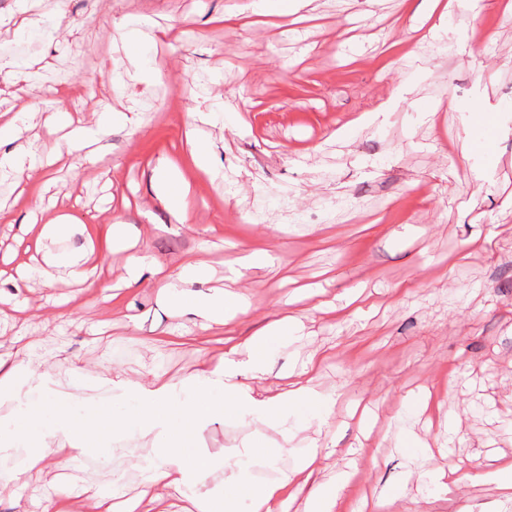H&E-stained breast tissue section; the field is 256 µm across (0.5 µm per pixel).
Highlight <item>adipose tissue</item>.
I'll use <instances>...</instances> for the list:
<instances>
[{
  "label": "adipose tissue",
  "mask_w": 512,
  "mask_h": 512,
  "mask_svg": "<svg viewBox=\"0 0 512 512\" xmlns=\"http://www.w3.org/2000/svg\"><path fill=\"white\" fill-rule=\"evenodd\" d=\"M21 133L16 114L1 112L0 140L8 138L17 141L18 146L14 152L0 155V176H13L16 185L25 187L45 162L20 144ZM108 233L113 248L128 253L123 275L126 285L146 281L150 276L161 278L164 294L178 309L190 311L208 323L221 324L247 312L243 292L225 289L202 295L188 290V283L201 269L196 259L186 258L177 273L168 274L148 249L130 251L123 224H110ZM288 326V319L273 321L253 335L244 355L237 346H227L218 360H203L200 369L185 377L177 388L157 379L143 384L111 369H101L97 379L117 391L120 400L130 407L122 418L108 408H75L69 398L53 388L46 375L31 370L12 354L1 355L0 401L12 403L14 411L0 431V491L23 486L36 469H69L84 449L107 447L115 426L120 425L128 434L153 435L159 444L158 453L144 466L146 476L137 502L159 504L174 496L190 503L193 512H240L237 490L244 486L251 512H278L282 485L249 486L251 464L257 455L266 453L270 435L289 440V409L312 411L321 426L332 415L331 397L316 392L311 385L317 367L313 359L307 361L288 390L269 397L253 393L251 381L263 379L273 342ZM228 413L250 417L256 426V438L233 449L220 463L200 454H184L186 441L196 438L203 425ZM219 466L229 472V488L225 491L206 485Z\"/></svg>",
  "instance_id": "adipose-tissue-1"
}]
</instances>
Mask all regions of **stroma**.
Masks as SVG:
<instances>
[{
  "mask_svg": "<svg viewBox=\"0 0 512 512\" xmlns=\"http://www.w3.org/2000/svg\"><path fill=\"white\" fill-rule=\"evenodd\" d=\"M241 0H65L58 34L0 27V55L31 63L30 83L0 72V109L36 103L24 138L50 154L55 115L105 124L97 162L52 167L58 192L49 215L87 232L59 238V256L95 250L112 267L108 285L84 289L60 269L52 285L33 280L24 316L0 309V351L26 352L39 373L81 405L124 404L92 370L111 365L144 383L172 385L200 356L184 331H203L209 357L246 343L275 316L303 324L280 340L256 391L276 394L309 355L313 386L332 395L328 426L310 427L257 459L250 482L291 476L284 512H304L313 485L338 489L335 512H512L493 483L434 492L418 479L422 448L439 465L465 470L512 463V16L507 0H475L439 16L432 0H309L301 14L217 23ZM443 23L447 37L429 35ZM154 57L159 75L131 78V60ZM387 113L379 108L387 102ZM492 113L493 127L475 120ZM215 111L217 124L195 120ZM134 112L136 126L110 125ZM376 120H369V113ZM222 172L202 179L188 135ZM191 185L189 220L158 197L157 166ZM0 257L35 255L22 232L27 196L0 178ZM128 224L130 240L167 271L188 256L206 276L192 291L224 287L226 262L244 246L271 265L245 270L250 308L201 330L176 313L159 282L119 287L125 256L106 226ZM254 430L232 416L195 440L223 456ZM322 448L312 479L296 469L311 441ZM151 438L113 436L75 461L79 490L136 495Z\"/></svg>",
  "mask_w": 512,
  "mask_h": 512,
  "instance_id": "1",
  "label": "stroma"
}]
</instances>
